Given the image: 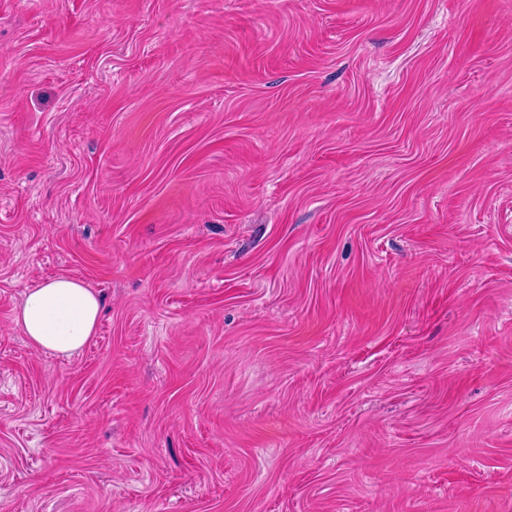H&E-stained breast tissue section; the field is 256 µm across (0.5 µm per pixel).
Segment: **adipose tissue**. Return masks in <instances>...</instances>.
<instances>
[{"label": "adipose tissue", "instance_id": "ef3b65f1", "mask_svg": "<svg viewBox=\"0 0 512 512\" xmlns=\"http://www.w3.org/2000/svg\"><path fill=\"white\" fill-rule=\"evenodd\" d=\"M99 313L94 292L80 281L59 277L29 288L15 321L34 346L69 357L94 336Z\"/></svg>", "mask_w": 512, "mask_h": 512}]
</instances>
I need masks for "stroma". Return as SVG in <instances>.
Here are the masks:
<instances>
[{"label": "stroma", "mask_w": 512, "mask_h": 512, "mask_svg": "<svg viewBox=\"0 0 512 512\" xmlns=\"http://www.w3.org/2000/svg\"><path fill=\"white\" fill-rule=\"evenodd\" d=\"M0 512H512V0H0ZM99 313L94 292L80 281L59 277L29 288L15 321L34 346L69 357L94 336Z\"/></svg>", "instance_id": "1"}]
</instances>
